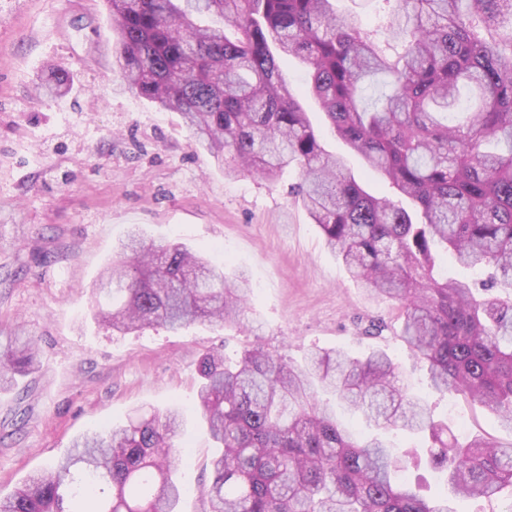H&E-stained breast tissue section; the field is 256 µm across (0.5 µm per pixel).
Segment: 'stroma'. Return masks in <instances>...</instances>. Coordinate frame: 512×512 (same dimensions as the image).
I'll return each instance as SVG.
<instances>
[{
    "label": "stroma",
    "instance_id": "stroma-1",
    "mask_svg": "<svg viewBox=\"0 0 512 512\" xmlns=\"http://www.w3.org/2000/svg\"><path fill=\"white\" fill-rule=\"evenodd\" d=\"M73 76L65 94L39 87L46 63ZM115 39L104 0H0V336L39 344L35 373L0 389V495L66 456L73 441L126 423L135 411L179 408L188 461L177 473L182 512H203L213 453L198 411L201 357L260 341L288 360L314 349L359 357L391 353L400 375L425 394L458 437L512 444V429L479 404L431 392L426 371L398 337L395 301L351 280L320 229L275 184L227 174L196 147L180 114L118 87ZM322 143L344 156L364 188L389 189L326 131L303 98ZM246 274L253 300L244 329L196 323L119 333L94 318L90 296L131 225ZM371 320L382 337L364 336Z\"/></svg>",
    "mask_w": 512,
    "mask_h": 512
}]
</instances>
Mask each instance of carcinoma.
I'll list each match as a JSON object with an SVG mask.
<instances>
[{"label": "carcinoma", "instance_id": "obj_1", "mask_svg": "<svg viewBox=\"0 0 512 512\" xmlns=\"http://www.w3.org/2000/svg\"><path fill=\"white\" fill-rule=\"evenodd\" d=\"M366 33L335 0H106L124 89L179 112L197 148L291 193L354 282L402 313L399 336L431 388L460 395L512 428V294L480 298L470 281L434 275L439 249L512 289V0H377ZM300 59L330 131L385 181L366 191L327 153L281 62ZM57 90L72 82L48 69ZM95 316L119 332L196 322L231 325L252 300L247 280L181 244L133 229L98 291ZM37 341L0 343V388L35 369ZM198 398L217 451L205 512H458L462 499L512 491V445L448 439V423L400 384L394 358L318 350L287 362L262 344L232 360L208 352ZM373 424L339 422L319 391ZM170 410L85 435L30 476L0 512H177ZM430 441L428 463L451 493L426 498L420 465L385 438Z\"/></svg>", "mask_w": 512, "mask_h": 512}]
</instances>
